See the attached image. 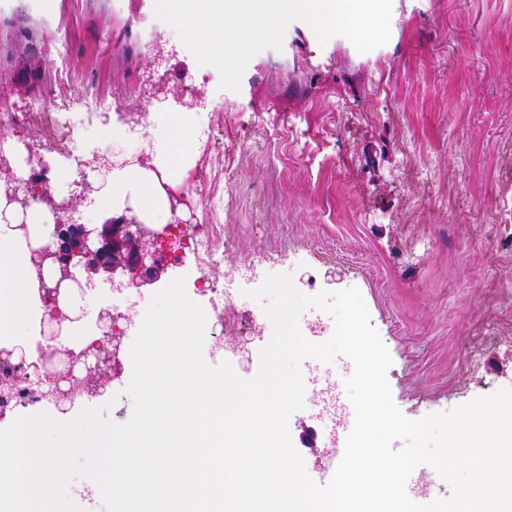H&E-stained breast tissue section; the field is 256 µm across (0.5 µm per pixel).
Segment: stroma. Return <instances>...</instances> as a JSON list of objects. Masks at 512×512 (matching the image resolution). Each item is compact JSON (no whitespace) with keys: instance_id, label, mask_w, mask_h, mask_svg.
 I'll return each instance as SVG.
<instances>
[{"instance_id":"1","label":"stroma","mask_w":512,"mask_h":512,"mask_svg":"<svg viewBox=\"0 0 512 512\" xmlns=\"http://www.w3.org/2000/svg\"><path fill=\"white\" fill-rule=\"evenodd\" d=\"M64 32L62 100L51 82ZM219 83L154 0H0V99L86 116L74 136L90 192L74 194L71 158L41 151L39 126L10 142L20 159L38 149L28 183L56 221L98 223L102 169L160 168L166 113H193L188 169L213 167L217 138L224 244L199 274L224 284L223 333L203 348L239 377L255 376L272 337L246 293L286 273L310 297L359 289L407 418L512 388V0H393L390 40L367 53L340 35L319 43L297 20L281 49L250 59L239 90ZM102 97L111 108L95 106ZM114 364L89 405L123 424L132 363ZM301 374L307 396L288 426L318 478L343 456L348 373L313 359Z\"/></svg>"}]
</instances>
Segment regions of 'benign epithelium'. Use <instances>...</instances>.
I'll list each match as a JSON object with an SVG mask.
<instances>
[{"instance_id": "obj_1", "label": "benign epithelium", "mask_w": 512, "mask_h": 512, "mask_svg": "<svg viewBox=\"0 0 512 512\" xmlns=\"http://www.w3.org/2000/svg\"><path fill=\"white\" fill-rule=\"evenodd\" d=\"M87 260L85 270L103 271L110 276L120 275L122 280L112 285L122 289H140L153 281L156 270L162 266L161 257L151 249L138 224H103L89 227L85 224H55L49 232L48 242L41 251V261L59 263L70 273L71 282L80 290L95 287L94 280L77 278V264L73 259Z\"/></svg>"}]
</instances>
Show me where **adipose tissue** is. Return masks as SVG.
Instances as JSON below:
<instances>
[{
  "label": "adipose tissue",
  "instance_id": "obj_1",
  "mask_svg": "<svg viewBox=\"0 0 512 512\" xmlns=\"http://www.w3.org/2000/svg\"><path fill=\"white\" fill-rule=\"evenodd\" d=\"M167 141L163 166L180 171L196 141L195 128L184 112H171L166 117ZM106 179L111 187L98 204L100 214L111 220L123 217L122 203L134 194L137 210L150 223H161V209L155 202L158 183L153 174L128 168L113 169ZM20 219L8 214L0 224V345L12 347L29 326V312L34 305L31 286L36 279L33 267L24 259L15 230Z\"/></svg>",
  "mask_w": 512,
  "mask_h": 512
}]
</instances>
